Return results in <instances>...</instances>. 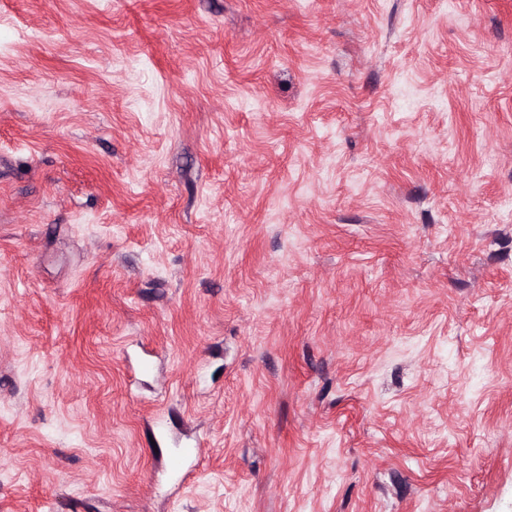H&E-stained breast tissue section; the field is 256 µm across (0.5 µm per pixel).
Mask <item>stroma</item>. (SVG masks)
Returning a JSON list of instances; mask_svg holds the SVG:
<instances>
[{"instance_id": "1", "label": "stroma", "mask_w": 512, "mask_h": 512, "mask_svg": "<svg viewBox=\"0 0 512 512\" xmlns=\"http://www.w3.org/2000/svg\"><path fill=\"white\" fill-rule=\"evenodd\" d=\"M510 198L512 0H0V512H512Z\"/></svg>"}]
</instances>
